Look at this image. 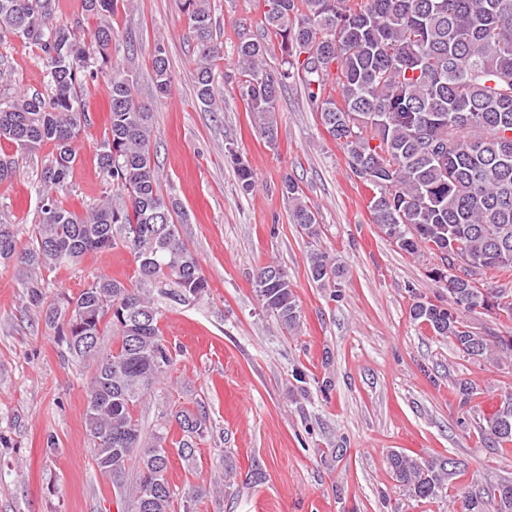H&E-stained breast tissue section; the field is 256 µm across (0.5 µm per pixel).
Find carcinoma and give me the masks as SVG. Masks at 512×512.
<instances>
[{"mask_svg": "<svg viewBox=\"0 0 512 512\" xmlns=\"http://www.w3.org/2000/svg\"><path fill=\"white\" fill-rule=\"evenodd\" d=\"M119 0H82L95 22L90 41L73 27L52 23L58 0H0V39L12 36L40 49L47 91L0 94V144L37 154L41 161L34 238L18 248L16 225L0 221V265L18 269L29 306L55 331L61 354L89 363L85 425L96 467L124 477L140 453L132 512H171L175 495L170 455L194 463L195 440L209 433L204 411L162 416L143 441L134 407L174 364L162 336L164 311L208 293L198 255L182 234L186 223L176 196L160 190L151 155L152 112L136 96L134 68L112 59L110 18ZM267 33L278 40L281 63H267L263 37L243 35L236 46L237 88L265 142L277 144V99L302 86L327 133L346 152L351 172L372 191L374 222L403 251H428L440 263L448 304L414 297L410 314L454 348L496 364L512 360V335H483L466 316L484 310L512 318V0H264ZM197 40L193 86L209 111L222 107L215 61L224 54L213 39L210 0H184ZM156 94L172 78L164 43L154 44ZM110 84V122L96 160L104 175L98 202L79 214L57 194L68 187L76 142L88 116L78 108L80 88L98 78ZM336 96L324 95L328 84ZM228 158L240 189L250 193L255 174L237 150ZM281 192L291 223L309 238L319 234L314 211L290 177ZM121 245L134 256V279L99 276L76 296L52 300L43 270L74 265L87 253ZM310 277L343 298L344 272L325 251L307 257ZM262 309L288 330L300 325L293 283L280 265L263 266L255 280ZM460 425L474 428L499 451L512 444V394L492 415H480L478 388L455 383ZM183 435L168 448V426ZM389 466L408 497L433 499L456 467L444 456L419 460L393 453ZM463 512H512V480L464 499Z\"/></svg>", "mask_w": 512, "mask_h": 512, "instance_id": "obj_1", "label": "carcinoma"}]
</instances>
